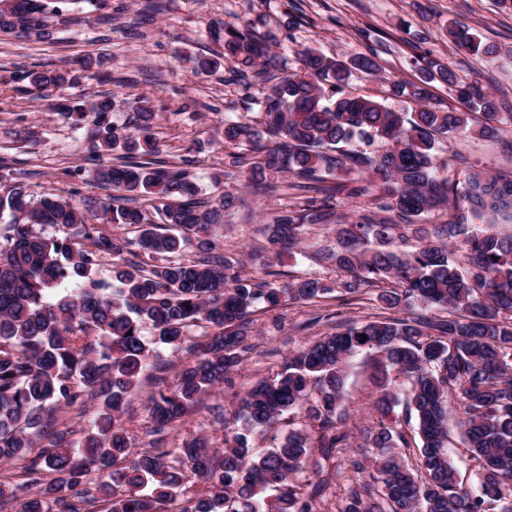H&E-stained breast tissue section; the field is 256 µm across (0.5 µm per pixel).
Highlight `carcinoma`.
Returning a JSON list of instances; mask_svg holds the SVG:
<instances>
[{"label":"carcinoma","instance_id":"cac0c4a2","mask_svg":"<svg viewBox=\"0 0 512 512\" xmlns=\"http://www.w3.org/2000/svg\"><path fill=\"white\" fill-rule=\"evenodd\" d=\"M67 2L0 0V32L50 41L49 19L61 17ZM446 32L471 56L496 53L463 24L451 22ZM217 41L223 52L198 58L196 69L211 72L230 59L243 88L244 114L224 121V141L234 148L224 155V175L235 169L251 186L275 191L267 175L285 173L314 193L306 207L285 210L266 225L268 252L278 259L299 248L307 225L332 226L336 246L322 248L316 261L349 279L333 287L305 278L277 288L215 255L212 229L224 223L234 195L213 204L200 199L188 171L161 157L157 113L148 100L128 102L136 113L132 126L112 120V95L56 104L76 127L93 116L85 126L96 181L114 201L103 219L138 229V237L108 235L74 200L35 194L21 181L0 192V464L24 461L28 477L21 486L0 475V499L15 501L17 512H82L71 497L96 470L108 477L101 497L90 498L100 512H311L323 482L298 484L293 477L311 449L328 455L348 445L339 411L346 367L373 351L384 357L376 401L382 419L361 438L372 448L380 498L362 484L344 512H490L494 504L512 512V236L493 223H475L488 209H512V173H476L461 183L437 177L434 163L438 141L499 134L497 99L421 54L415 81L390 83L392 96L413 103L395 111L345 93L356 70L380 76L375 53L334 58L314 49L303 52V69L256 97L252 87L276 65L270 40L250 25L226 23ZM25 79L50 100L80 76L33 70ZM434 82L454 87L461 108L431 101ZM256 107L259 126L249 119ZM475 113L487 122L474 125ZM354 140L378 142L381 150L348 147ZM343 198L368 202L365 213L346 221L338 210ZM435 210L448 212V222L419 223ZM46 228L70 233L60 238ZM189 232L199 253L193 260L183 256ZM132 245L155 263L123 258ZM106 264L108 280L98 277ZM378 284L386 285L379 299L389 314L340 323L293 351L281 372L247 392L240 425L224 428V447L198 436L179 448L132 451L125 397L158 358L143 324L153 326L155 343L188 354L173 385L150 397L154 432L163 433L244 361L246 326L257 305L273 309L335 291L353 296ZM61 285L71 287L69 294L47 301ZM417 304L439 315L398 316ZM194 330L205 341L192 340ZM392 370L404 388L395 387ZM89 399L100 401L99 412L75 448L71 431L52 419L60 407ZM453 403L477 463L475 494L460 485L446 451ZM400 404L422 443L416 470L397 452L407 446L391 416ZM277 425L288 427L280 443L254 456L253 438ZM37 438L43 445L35 452ZM190 477L207 490L186 496Z\"/></svg>","mask_w":512,"mask_h":512}]
</instances>
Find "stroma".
I'll list each match as a JSON object with an SVG mask.
<instances>
[{
  "label": "stroma",
  "mask_w": 512,
  "mask_h": 512,
  "mask_svg": "<svg viewBox=\"0 0 512 512\" xmlns=\"http://www.w3.org/2000/svg\"><path fill=\"white\" fill-rule=\"evenodd\" d=\"M149 0H112L99 7L96 0H71L63 21L57 22L52 41L33 36L0 33V183L22 181L32 190L73 196L76 203L100 212L106 193L97 187L88 158L84 130L23 81V72L71 67L74 58H100V79L77 87L85 100L114 95L115 119L130 117L127 104L147 99L159 112L162 149L179 163H187L202 197L217 200L220 190L234 192L236 206L224 215L216 231L219 249L231 261H244L247 273L258 276L268 262L261 229L285 206H303L296 195L281 196L247 187L245 177L224 181L215 188L213 175L224 170V120L241 111V87L232 79L230 65L212 73H194L195 56L217 49L211 28L224 22L251 24L269 35L281 74L297 70L300 53L313 48L325 55L348 57L376 49L380 77L355 74L349 90L356 95L386 99L391 81H412L415 54H428L453 67L467 82L478 83L496 98L512 103V55L480 60L464 54L445 35L449 21L476 30L486 43L512 48V6L498 0H160L161 10L148 18ZM466 159L458 179L472 173H498L512 169V128L499 138L456 136L438 150L440 159L453 155ZM302 253L273 263L276 284L295 277L339 280L334 268L317 265L313 256L336 235L327 227L306 226ZM378 288L364 287L357 300L323 298L315 302H286L275 310L257 308L252 315L247 343L250 351L229 376L223 389L203 395L173 430L164 435L167 447L182 440L208 435L224 437L225 422L234 421L245 392L258 380L280 372L289 354L306 342L334 332L342 322L368 320L377 313ZM159 360L167 364L163 381L144 377L127 398L125 427L137 449L150 448L155 438L149 398L161 383H173L183 354L159 347ZM380 354L364 352L350 362L345 378L343 429L347 447L324 456L313 449L298 481L324 480L325 490L312 503V512H343L350 499V463L368 456L359 429L374 426L378 395L375 378Z\"/></svg>",
  "instance_id": "1"
}]
</instances>
